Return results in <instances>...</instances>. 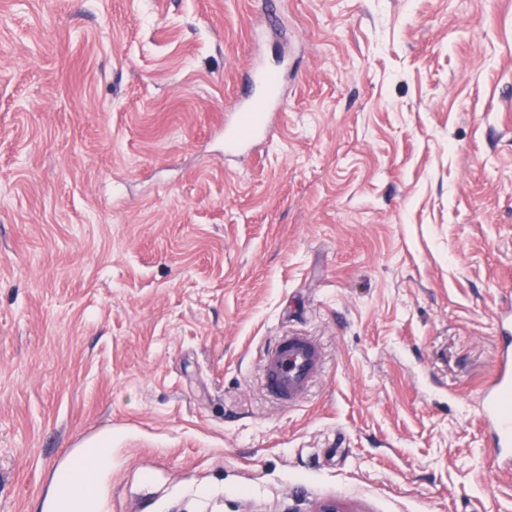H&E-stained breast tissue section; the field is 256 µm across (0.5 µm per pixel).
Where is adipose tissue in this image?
<instances>
[{"label":"adipose tissue","mask_w":512,"mask_h":512,"mask_svg":"<svg viewBox=\"0 0 512 512\" xmlns=\"http://www.w3.org/2000/svg\"><path fill=\"white\" fill-rule=\"evenodd\" d=\"M111 467L108 446L82 449L68 467L54 473L43 512H106L99 478Z\"/></svg>","instance_id":"obj_1"}]
</instances>
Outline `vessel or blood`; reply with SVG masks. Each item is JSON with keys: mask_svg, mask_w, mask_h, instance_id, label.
<instances>
[{"mask_svg": "<svg viewBox=\"0 0 512 512\" xmlns=\"http://www.w3.org/2000/svg\"><path fill=\"white\" fill-rule=\"evenodd\" d=\"M252 82L264 89L261 98L239 104L226 113L224 153L236 155L257 140L270 135L274 117L284 104L283 82L279 75L255 71ZM324 367V353L312 337L291 331L275 338L262 359V378L268 394L281 404L293 406L308 394ZM479 413L494 431L495 445L512 447V336L504 337L494 374L484 387Z\"/></svg>", "mask_w": 512, "mask_h": 512, "instance_id": "b4317fda", "label": "vessel or blood"}]
</instances>
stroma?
I'll return each instance as SVG.
<instances>
[{"label": "stroma", "mask_w": 512, "mask_h": 512, "mask_svg": "<svg viewBox=\"0 0 512 512\" xmlns=\"http://www.w3.org/2000/svg\"><path fill=\"white\" fill-rule=\"evenodd\" d=\"M277 3L0 0V512L102 443L107 512H512V0ZM257 64L285 105L228 158ZM324 367V353L311 336L291 331L277 336L262 359V378L268 394L294 406L308 394ZM494 374L479 403L481 419L494 431L496 448L512 447V336H502Z\"/></svg>", "instance_id": "35a3bbf8"}]
</instances>
